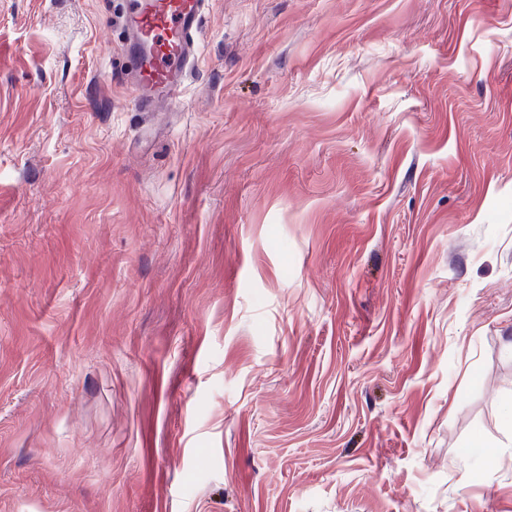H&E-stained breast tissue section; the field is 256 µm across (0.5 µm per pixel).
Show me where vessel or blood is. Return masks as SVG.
Listing matches in <instances>:
<instances>
[{"instance_id": "1", "label": "vessel or blood", "mask_w": 512, "mask_h": 512, "mask_svg": "<svg viewBox=\"0 0 512 512\" xmlns=\"http://www.w3.org/2000/svg\"><path fill=\"white\" fill-rule=\"evenodd\" d=\"M206 0H126L123 22L138 54L135 97L144 111L174 95L197 60Z\"/></svg>"}]
</instances>
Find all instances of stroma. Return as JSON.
<instances>
[{"mask_svg":"<svg viewBox=\"0 0 512 512\" xmlns=\"http://www.w3.org/2000/svg\"><path fill=\"white\" fill-rule=\"evenodd\" d=\"M120 8L0 0V512H512V0H210L151 112Z\"/></svg>","mask_w":512,"mask_h":512,"instance_id":"obj_1","label":"stroma"}]
</instances>
